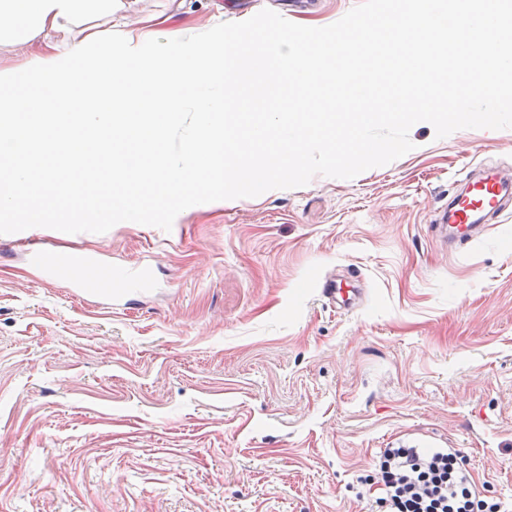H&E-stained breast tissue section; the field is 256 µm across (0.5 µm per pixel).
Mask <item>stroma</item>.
Masks as SVG:
<instances>
[{"instance_id":"1","label":"stroma","mask_w":512,"mask_h":512,"mask_svg":"<svg viewBox=\"0 0 512 512\" xmlns=\"http://www.w3.org/2000/svg\"><path fill=\"white\" fill-rule=\"evenodd\" d=\"M285 2L126 15L191 36L265 8L324 27L360 0ZM410 139L352 179L144 204L133 223H0V512H367L364 479L400 446L459 450L512 505V213L458 254L434 222L476 165L512 179V128ZM32 235L152 284L85 302L29 263Z\"/></svg>"}]
</instances>
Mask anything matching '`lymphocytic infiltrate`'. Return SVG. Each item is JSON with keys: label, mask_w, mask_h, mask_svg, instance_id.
Listing matches in <instances>:
<instances>
[{"label": "lymphocytic infiltrate", "mask_w": 512, "mask_h": 512, "mask_svg": "<svg viewBox=\"0 0 512 512\" xmlns=\"http://www.w3.org/2000/svg\"><path fill=\"white\" fill-rule=\"evenodd\" d=\"M379 494L371 512H501L481 499L459 453L386 448L375 464Z\"/></svg>", "instance_id": "1"}]
</instances>
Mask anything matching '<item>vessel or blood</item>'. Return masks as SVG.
Listing matches in <instances>:
<instances>
[{
	"instance_id": "obj_1",
	"label": "vessel or blood",
	"mask_w": 512,
	"mask_h": 512,
	"mask_svg": "<svg viewBox=\"0 0 512 512\" xmlns=\"http://www.w3.org/2000/svg\"><path fill=\"white\" fill-rule=\"evenodd\" d=\"M512 201V185L500 180L496 170L482 169L478 179L467 182L465 188L449 198L437 216L438 223L448 225L453 233L448 245L462 248L476 242L490 221L500 218ZM31 260L41 262L44 276L68 282L80 298L99 304L123 299L134 281H148L147 270H133L101 261L85 254L77 265L59 263L45 242L37 237L24 240Z\"/></svg>"
}]
</instances>
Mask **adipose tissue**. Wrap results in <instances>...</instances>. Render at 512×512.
Here are the masks:
<instances>
[{
	"instance_id": "1",
	"label": "adipose tissue",
	"mask_w": 512,
	"mask_h": 512,
	"mask_svg": "<svg viewBox=\"0 0 512 512\" xmlns=\"http://www.w3.org/2000/svg\"><path fill=\"white\" fill-rule=\"evenodd\" d=\"M125 0H0V49L22 58L0 68V221L40 224V206L90 214L97 223L121 214L134 222L135 200L220 196L230 186L266 187L306 161L307 143H327L329 127L316 123L296 134L269 123L265 136L287 145L261 165L236 151L245 132L227 86L261 102L263 71L279 74L284 91L311 98L323 77L348 86L339 65L346 40L325 43L318 59L292 67L293 50L274 45L267 64L249 47L228 50L223 32L181 40L169 31L147 34L149 52L125 38L112 51L111 32L89 21L111 22ZM96 153L99 177L87 174Z\"/></svg>"
}]
</instances>
